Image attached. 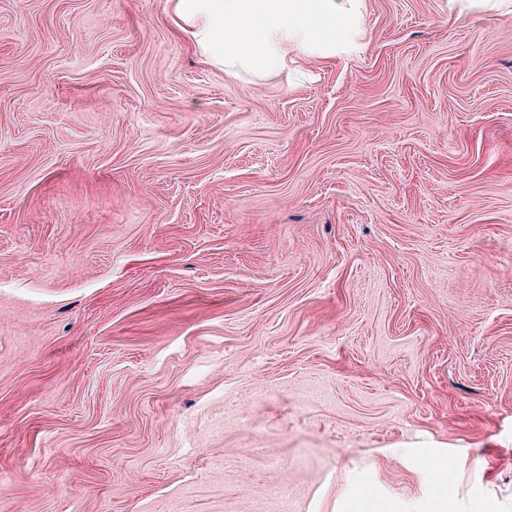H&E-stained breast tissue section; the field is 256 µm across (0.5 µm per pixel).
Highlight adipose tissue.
Returning <instances> with one entry per match:
<instances>
[{"label": "adipose tissue", "instance_id": "adipose-tissue-1", "mask_svg": "<svg viewBox=\"0 0 512 512\" xmlns=\"http://www.w3.org/2000/svg\"><path fill=\"white\" fill-rule=\"evenodd\" d=\"M202 61L233 77H309L313 60H352L365 38V0H170Z\"/></svg>", "mask_w": 512, "mask_h": 512}]
</instances>
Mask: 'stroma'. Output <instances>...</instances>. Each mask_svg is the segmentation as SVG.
Segmentation results:
<instances>
[{
    "instance_id": "stroma-1",
    "label": "stroma",
    "mask_w": 512,
    "mask_h": 512,
    "mask_svg": "<svg viewBox=\"0 0 512 512\" xmlns=\"http://www.w3.org/2000/svg\"><path fill=\"white\" fill-rule=\"evenodd\" d=\"M365 41L0 0V512H512V16ZM365 1L170 0L175 25L204 63L251 78H310V61L359 57Z\"/></svg>"
}]
</instances>
